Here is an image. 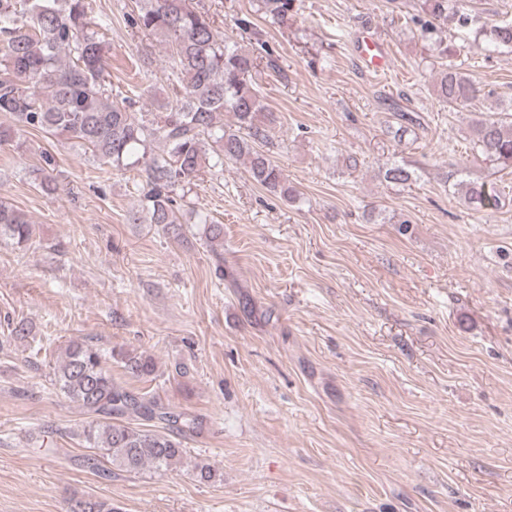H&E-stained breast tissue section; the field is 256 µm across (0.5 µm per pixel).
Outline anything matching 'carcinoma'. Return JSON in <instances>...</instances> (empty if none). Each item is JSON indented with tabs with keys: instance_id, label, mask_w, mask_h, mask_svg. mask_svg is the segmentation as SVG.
<instances>
[{
	"instance_id": "cac0c4a2",
	"label": "carcinoma",
	"mask_w": 512,
	"mask_h": 512,
	"mask_svg": "<svg viewBox=\"0 0 512 512\" xmlns=\"http://www.w3.org/2000/svg\"><path fill=\"white\" fill-rule=\"evenodd\" d=\"M294 0H262L261 9L274 24L288 22ZM422 15L413 17L422 36L434 22L458 18L474 29V42L486 53L512 51V19L490 27H474L457 0H421ZM133 27L160 35L168 46L171 97L160 112H132L125 102L112 100L104 73L108 43L92 22L86 0H0V113L13 125L0 130V142L28 130H49L65 137L93 159L116 168L142 163L146 186L140 205L131 215L135 224H156L174 237L182 235L176 188L190 184L202 168L224 170V162L243 164L250 178L287 202L298 190L261 148L268 137L263 112L267 107L251 82L256 57L221 38L210 18L189 6V0H144L131 17ZM436 94L450 106H465L479 87L448 61L437 71ZM234 127L224 128V113ZM472 150L487 163L512 167V101L500 117L477 118L470 130ZM162 145L158 152L153 144ZM414 172L392 165L385 178L406 184ZM465 203L477 209H495L499 191L486 181H460ZM202 235L216 252L224 247V225L207 218ZM35 225L0 202V240L33 242ZM125 370L151 375L152 358L121 356ZM53 385L78 403L92 419L81 436L87 447L100 451L119 470L138 474L147 467L164 471L182 460L184 448L173 432H183L193 421L119 386L112 379V353L84 341H72L55 368ZM136 417L158 421L165 431L139 429L124 422ZM70 512H114L103 500H79Z\"/></svg>"
}]
</instances>
